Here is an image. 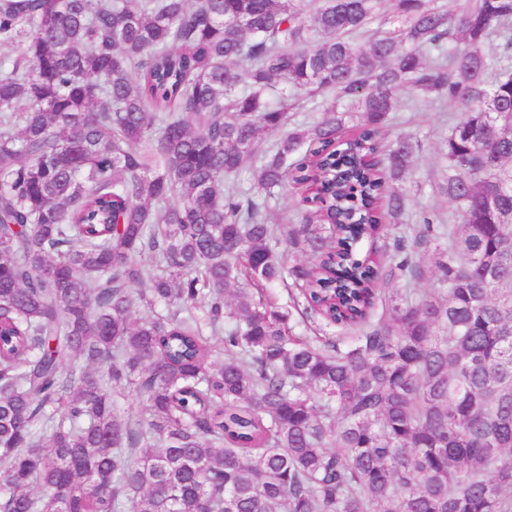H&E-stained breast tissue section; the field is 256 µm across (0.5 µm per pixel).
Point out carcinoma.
Here are the masks:
<instances>
[{
  "instance_id": "obj_1",
  "label": "carcinoma",
  "mask_w": 512,
  "mask_h": 512,
  "mask_svg": "<svg viewBox=\"0 0 512 512\" xmlns=\"http://www.w3.org/2000/svg\"><path fill=\"white\" fill-rule=\"evenodd\" d=\"M0 48V512H512V0H0ZM402 90L462 110L448 226L389 232ZM297 202L296 194L291 190H274V195L270 198V212L272 224H276L274 227L275 234L281 235V227L278 221L282 214L288 211H293Z\"/></svg>"
}]
</instances>
